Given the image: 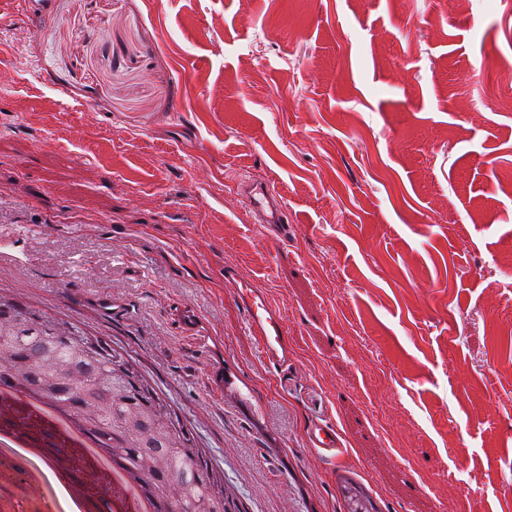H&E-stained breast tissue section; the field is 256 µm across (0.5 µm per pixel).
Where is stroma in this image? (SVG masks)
I'll return each instance as SVG.
<instances>
[{
  "label": "stroma",
  "instance_id": "1",
  "mask_svg": "<svg viewBox=\"0 0 512 512\" xmlns=\"http://www.w3.org/2000/svg\"><path fill=\"white\" fill-rule=\"evenodd\" d=\"M49 3L0 0V298L131 356L231 512H512V0ZM242 200L250 211L266 217L264 222L269 224H262V227L267 232L274 231L288 237V209L285 205L272 204L273 197L267 187L252 188ZM242 299L248 312L249 330L257 340L264 362L274 367L288 365L290 342L282 314L252 285L242 288ZM308 443L324 457L339 459L344 455L336 426L329 421L318 423L309 430Z\"/></svg>",
  "mask_w": 512,
  "mask_h": 512
}]
</instances>
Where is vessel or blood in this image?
Segmentation results:
<instances>
[{
  "label": "vessel or blood",
  "mask_w": 512,
  "mask_h": 512,
  "mask_svg": "<svg viewBox=\"0 0 512 512\" xmlns=\"http://www.w3.org/2000/svg\"><path fill=\"white\" fill-rule=\"evenodd\" d=\"M243 201L250 211L264 216L269 230L279 234L288 232V210L274 203L269 189L252 188ZM243 303L248 312V327L256 338L260 355L271 366L287 365L290 357V342L283 317L273 308L264 294L253 286L242 290ZM308 443L321 455L338 459L344 454L342 442L333 423L324 421L308 432Z\"/></svg>",
  "instance_id": "vessel-or-blood-1"
}]
</instances>
